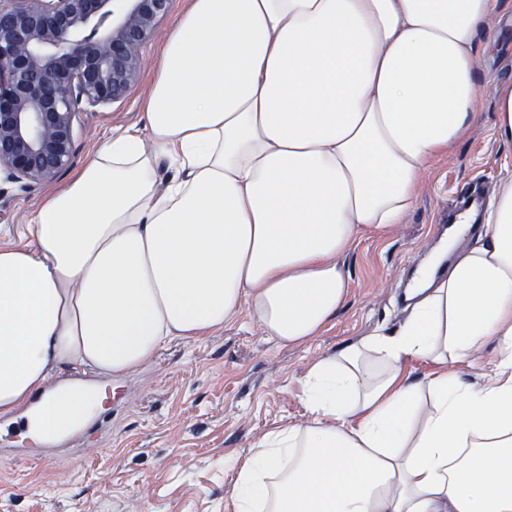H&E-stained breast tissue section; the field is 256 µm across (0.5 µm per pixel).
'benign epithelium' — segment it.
<instances>
[{"mask_svg": "<svg viewBox=\"0 0 512 512\" xmlns=\"http://www.w3.org/2000/svg\"><path fill=\"white\" fill-rule=\"evenodd\" d=\"M171 0H0V173L31 188L74 160L82 116L123 99Z\"/></svg>", "mask_w": 512, "mask_h": 512, "instance_id": "7a95c632", "label": "benign epithelium"}]
</instances>
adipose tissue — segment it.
<instances>
[{
	"instance_id": "ef3b65f1",
	"label": "adipose tissue",
	"mask_w": 512,
	"mask_h": 512,
	"mask_svg": "<svg viewBox=\"0 0 512 512\" xmlns=\"http://www.w3.org/2000/svg\"><path fill=\"white\" fill-rule=\"evenodd\" d=\"M501 0H187L143 130L102 141L0 245V415L51 365L125 374L248 314L309 341L348 281L336 256L400 223L479 116V34ZM173 171L160 181L157 163ZM475 245L418 272L407 324L313 363L310 419L235 465V512H512V187ZM487 382L456 370L488 343ZM410 359L443 364L409 381ZM104 391L47 396L43 441Z\"/></svg>"
}]
</instances>
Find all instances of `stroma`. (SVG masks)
<instances>
[{"label": "stroma", "instance_id": "obj_1", "mask_svg": "<svg viewBox=\"0 0 512 512\" xmlns=\"http://www.w3.org/2000/svg\"><path fill=\"white\" fill-rule=\"evenodd\" d=\"M184 3L172 0L143 45L141 76L127 96L85 116L74 167L113 129L143 128L154 62ZM486 27L501 40L476 59L480 117L433 160L401 223L364 231L337 255L349 292L318 336L283 344L243 314L200 339L168 342L130 374L102 378L112 393V423L101 446L67 448L47 461L28 437L0 439V512H234L230 461L247 457L271 431L308 420L300 386L308 367L402 328L404 288L451 200L476 187L490 198L512 184V152L494 129L499 89L512 83V10L491 15ZM67 178L60 173L52 185ZM49 186L0 182V243H25L27 218Z\"/></svg>", "mask_w": 512, "mask_h": 512}]
</instances>
